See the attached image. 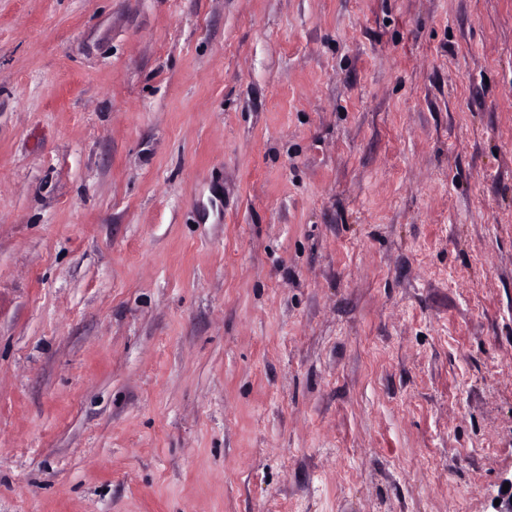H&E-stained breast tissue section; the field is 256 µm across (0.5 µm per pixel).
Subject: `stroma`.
<instances>
[{
  "label": "stroma",
  "mask_w": 512,
  "mask_h": 512,
  "mask_svg": "<svg viewBox=\"0 0 512 512\" xmlns=\"http://www.w3.org/2000/svg\"><path fill=\"white\" fill-rule=\"evenodd\" d=\"M512 0H0V512H491Z\"/></svg>",
  "instance_id": "1"
}]
</instances>
